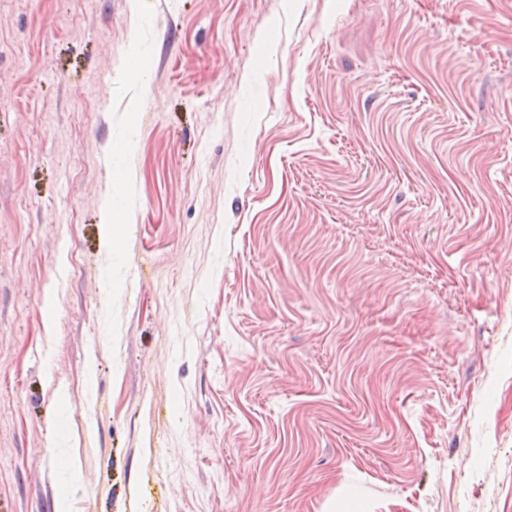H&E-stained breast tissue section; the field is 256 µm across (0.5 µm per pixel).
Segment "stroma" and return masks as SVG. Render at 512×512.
<instances>
[{"label": "stroma", "instance_id": "35a3bbf8", "mask_svg": "<svg viewBox=\"0 0 512 512\" xmlns=\"http://www.w3.org/2000/svg\"><path fill=\"white\" fill-rule=\"evenodd\" d=\"M62 501L512 512V0H0V512Z\"/></svg>", "mask_w": 512, "mask_h": 512}]
</instances>
